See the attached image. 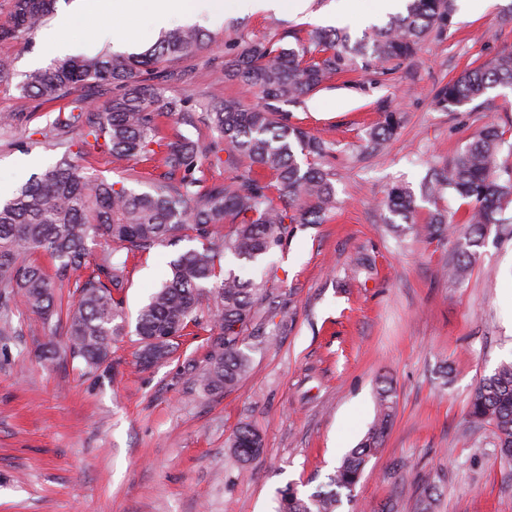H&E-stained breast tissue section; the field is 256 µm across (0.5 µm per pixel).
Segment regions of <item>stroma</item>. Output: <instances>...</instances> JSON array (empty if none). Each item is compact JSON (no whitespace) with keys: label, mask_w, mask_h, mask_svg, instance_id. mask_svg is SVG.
Segmentation results:
<instances>
[{"label":"stroma","mask_w":512,"mask_h":512,"mask_svg":"<svg viewBox=\"0 0 512 512\" xmlns=\"http://www.w3.org/2000/svg\"><path fill=\"white\" fill-rule=\"evenodd\" d=\"M344 4L311 0L304 17L284 9L195 15L208 46L171 63L179 77L165 86L192 101L182 133L207 139L200 116L213 102L253 103L224 77L230 40L277 35L291 46L313 28L357 37L388 19L345 14ZM510 4L495 0L472 13L468 0H455L447 33L429 35L415 57L382 75L338 77L285 105L292 121L333 144L324 165L335 175L336 210L325 223L298 226L274 254L286 315H263L262 336L248 339L250 371L233 390L195 389L188 366L202 358V338H183L173 360L141 370L134 339L125 337L112 353L114 371L92 376L75 362L39 359L44 331L20 312L22 335L0 339V512H274L279 488L310 494L358 444L384 384L395 393L392 430L341 512H416L424 476L438 486L436 512H512V458L495 448L492 427L465 422L479 380L512 360V306L501 299L512 283V224L492 230L458 282L444 274L454 243L420 241L383 206L392 186L418 193L427 169L485 124L512 130V89L490 90L459 112L435 101L439 88L512 47V21L502 16ZM69 8L57 0L42 31L0 46L11 61L0 115L16 118L11 133H0V196L62 155L35 142L33 130L56 113L36 107L21 85L47 67L42 33ZM384 108L401 113L402 127L365 151ZM173 253L160 247L130 264L129 314L166 277ZM243 422L263 443L244 473L226 446Z\"/></svg>","instance_id":"35a3bbf8"}]
</instances>
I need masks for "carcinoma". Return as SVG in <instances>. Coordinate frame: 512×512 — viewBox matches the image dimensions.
Masks as SVG:
<instances>
[{
    "instance_id": "carcinoma-1",
    "label": "carcinoma",
    "mask_w": 512,
    "mask_h": 512,
    "mask_svg": "<svg viewBox=\"0 0 512 512\" xmlns=\"http://www.w3.org/2000/svg\"><path fill=\"white\" fill-rule=\"evenodd\" d=\"M56 2L14 0L9 20L0 23V45L26 39ZM453 12L454 0H407L405 12L355 42L323 29L294 47L275 37L233 41L224 75L255 93L260 105L244 108L232 99L212 106L204 124L213 135L203 142L179 131L189 99L163 92V83L172 78L166 63L191 58L207 46V33L197 27L172 29L142 54L69 57L26 74L24 92L40 106L58 105L51 126L36 133L68 149L54 166L0 202V336L21 335L12 316L23 307L49 334L65 336L61 347L51 340L38 345L40 356L62 352L95 374L113 367L112 346L123 336L138 337V363L148 368L170 360L178 339L194 327L208 333L195 383L209 394L234 388L249 372L246 340L260 335L257 316L270 295L225 268L226 260L241 269L260 266L288 241L295 225L321 224L336 208L333 173L320 163L332 144L290 122L281 105L300 102L360 62L368 69L414 56L427 34L447 31ZM499 86L512 88V48L440 88L435 100L440 108L458 112ZM95 87L116 93L99 105L88 94ZM401 123L400 113L383 112L369 142L376 146L394 136ZM506 143L504 131L487 125L425 177L427 199L435 202L447 193L463 201L465 242L448 269L457 281L476 261L492 228L512 223L503 217L512 206V170L500 160ZM101 160L163 168V180L137 191L92 173ZM206 163L222 165L232 176L211 181ZM384 207L428 243L448 242L451 224L443 211L414 224L417 205L408 188L392 187ZM101 240L104 246L93 252L89 244ZM181 241L191 246L168 261L169 276L129 331L123 309L129 259ZM38 253L57 263L56 277L34 259ZM378 396V417L328 482L308 496L286 487L276 512H338L342 492L352 496L391 429L393 390L384 385ZM466 419L474 428L493 426L496 446L512 457V362L478 382ZM229 448L245 466L260 452V435L240 425ZM435 501L433 480L427 478L416 498L417 512H433Z\"/></svg>"
}]
</instances>
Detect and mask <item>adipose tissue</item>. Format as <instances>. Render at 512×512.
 Listing matches in <instances>:
<instances>
[{
    "label": "adipose tissue",
    "mask_w": 512,
    "mask_h": 512,
    "mask_svg": "<svg viewBox=\"0 0 512 512\" xmlns=\"http://www.w3.org/2000/svg\"><path fill=\"white\" fill-rule=\"evenodd\" d=\"M77 8L63 15L60 25L70 28L84 25L100 18L109 22L106 33L113 42H131L136 38L129 20L138 15L157 27L170 24L177 10L173 0H77ZM310 0H188L193 12H206L220 17L225 7H233L240 12L285 8L293 14L305 13Z\"/></svg>",
    "instance_id": "ef3b65f1"
}]
</instances>
